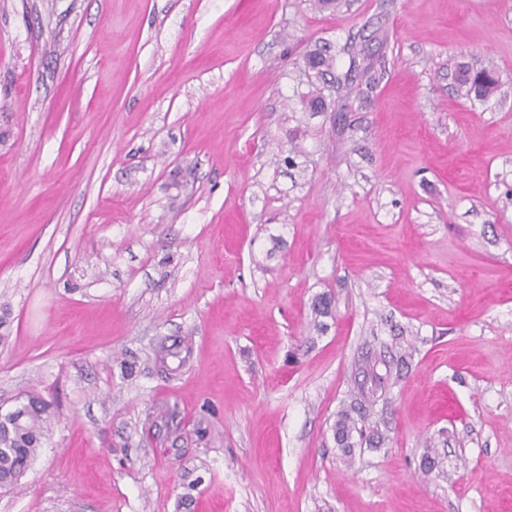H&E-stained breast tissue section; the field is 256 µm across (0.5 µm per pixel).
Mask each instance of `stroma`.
<instances>
[{
	"label": "stroma",
	"instance_id": "obj_1",
	"mask_svg": "<svg viewBox=\"0 0 512 512\" xmlns=\"http://www.w3.org/2000/svg\"><path fill=\"white\" fill-rule=\"evenodd\" d=\"M2 312L0 512H512V0H0ZM457 80L461 87L466 88L467 95L474 94V97L480 100L491 98L498 89V78L492 65L477 71L462 67ZM408 357L410 358L406 352L399 356H391V360H387L386 355L381 353L377 355L367 351L362 354L357 363V370L363 379L357 382L355 388L356 400H359L360 407L357 411L354 407L340 410L334 426L336 442L345 455H349L354 447V434L360 439H370V435H367V429L370 432L367 410L376 404L383 393L385 394L386 388L393 384L390 382L400 376L402 368L407 365ZM49 404L30 398L0 420V485L17 489L26 471L38 455L48 429Z\"/></svg>",
	"mask_w": 512,
	"mask_h": 512
}]
</instances>
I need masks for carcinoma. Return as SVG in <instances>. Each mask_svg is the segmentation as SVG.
Returning <instances> with one entry per match:
<instances>
[{"instance_id": "obj_1", "label": "carcinoma", "mask_w": 512, "mask_h": 512, "mask_svg": "<svg viewBox=\"0 0 512 512\" xmlns=\"http://www.w3.org/2000/svg\"><path fill=\"white\" fill-rule=\"evenodd\" d=\"M458 83L466 88L467 94L482 100L494 96L498 89V78L491 65L477 71L461 68ZM407 358L406 353L389 360L370 351L362 354L357 370L363 379L357 382L355 390L360 408L340 410L334 426L336 442L344 454L351 453L354 437H367V429L370 428L367 410L383 396L390 382L400 376L402 368L407 365ZM49 409L44 400L31 398L0 420V486L4 489L18 488L36 459L48 429Z\"/></svg>"}]
</instances>
